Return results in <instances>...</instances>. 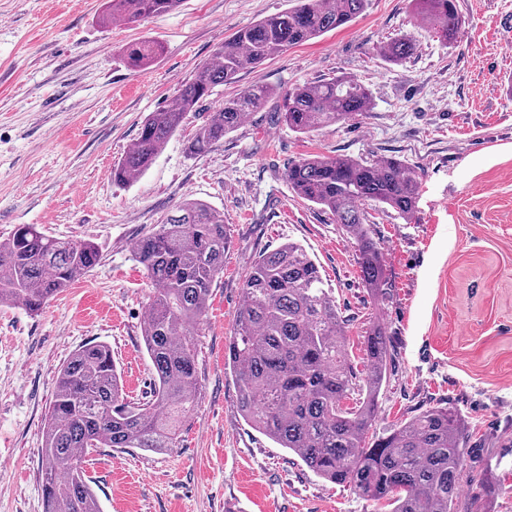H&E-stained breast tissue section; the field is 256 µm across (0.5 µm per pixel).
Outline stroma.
<instances>
[{"mask_svg": "<svg viewBox=\"0 0 512 512\" xmlns=\"http://www.w3.org/2000/svg\"><path fill=\"white\" fill-rule=\"evenodd\" d=\"M104 2L0 0V239L36 224L103 254L40 314L0 307V512H43L45 414L76 349L107 343L129 398L150 392L142 327L152 287L134 244L188 198L223 212L230 234L199 338L198 410L175 447L89 457L102 512H373L251 428L224 368L243 275L290 241L316 259L348 319L354 364L370 324L387 329L392 361L376 429L455 407L468 427L458 512H512V0H456L464 25L448 42L413 0H368L348 26L216 88V102L255 84L273 96L209 152L188 149L207 110L187 113L128 185L113 182L112 168L145 117L171 106L236 30L295 0H182L120 28L100 24ZM397 37L416 45L400 64L375 50ZM144 39L163 52L130 69L122 50ZM340 76L369 90V111L305 134L278 121L293 88ZM308 155L395 156L417 167L410 217L365 206L388 269L382 297L368 293L333 215L289 189L285 170ZM490 467L506 488L483 496L477 481Z\"/></svg>", "mask_w": 512, "mask_h": 512, "instance_id": "stroma-1", "label": "stroma"}]
</instances>
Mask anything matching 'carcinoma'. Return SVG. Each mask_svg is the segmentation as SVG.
<instances>
[{"mask_svg":"<svg viewBox=\"0 0 512 512\" xmlns=\"http://www.w3.org/2000/svg\"><path fill=\"white\" fill-rule=\"evenodd\" d=\"M182 0H106L105 24H128L175 10ZM367 0H296L291 9L234 32L210 62L178 90L174 103L150 113L113 182L143 176L210 91L240 71L263 64L286 48L344 27ZM445 41L464 24L455 0H414ZM415 44L394 38L377 47L386 60L410 58ZM163 46L142 41L125 49L133 69L149 66ZM272 91L253 85L215 105L188 149L208 152L243 120L264 108ZM371 106L369 90L354 78L305 83L288 93L278 120L307 133L343 122ZM288 186L300 198L330 211L352 240L362 281L378 298L388 286L383 249L366 223L364 205L375 202L403 218L416 208V169L393 156L373 160L311 156L290 165ZM230 237L224 213L186 200L163 223L139 238L134 258L153 287L142 336L154 368L147 399L134 402L105 343L79 347L59 371L43 429L41 469L44 512H101L84 463L100 448H170L194 414L200 397L198 336L212 286L224 273ZM102 260L93 241H73L21 224L0 241V305L40 313L50 300ZM243 302L224 345L234 374L237 408L254 429L286 448L321 479L348 486L388 512H455L462 481L464 420L452 406L429 408L382 434L373 432L387 378L391 345L383 323L364 336V369L346 351L347 320L319 265L301 245L288 242L261 255L242 279ZM494 494L493 471L479 479Z\"/></svg>","mask_w":512,"mask_h":512,"instance_id":"carcinoma-1","label":"carcinoma"}]
</instances>
